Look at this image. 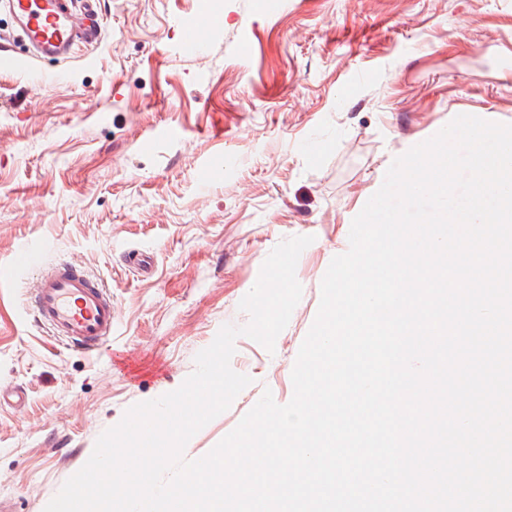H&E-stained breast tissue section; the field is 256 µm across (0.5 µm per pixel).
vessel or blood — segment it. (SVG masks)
I'll return each instance as SVG.
<instances>
[{
  "instance_id": "vessel-or-blood-1",
  "label": "vessel or blood",
  "mask_w": 512,
  "mask_h": 512,
  "mask_svg": "<svg viewBox=\"0 0 512 512\" xmlns=\"http://www.w3.org/2000/svg\"><path fill=\"white\" fill-rule=\"evenodd\" d=\"M19 25L40 56L64 58L73 45L97 42L96 0H84L83 24H76L68 0H8ZM31 311L38 325L66 346L94 352L112 334V293L69 262L40 272Z\"/></svg>"
}]
</instances>
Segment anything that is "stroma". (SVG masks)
I'll use <instances>...</instances> for the list:
<instances>
[{
    "mask_svg": "<svg viewBox=\"0 0 512 512\" xmlns=\"http://www.w3.org/2000/svg\"><path fill=\"white\" fill-rule=\"evenodd\" d=\"M97 21L99 44L35 59L0 8V267L17 270L0 280V512H44L101 433L248 322L270 251L309 236L274 351L236 339L251 383L185 458L264 390L291 399L322 278L393 160L462 114L512 124V0H100ZM188 25L202 53L183 51ZM61 259L112 291L100 351L68 350L26 307Z\"/></svg>",
    "mask_w": 512,
    "mask_h": 512,
    "instance_id": "1",
    "label": "stroma"
}]
</instances>
